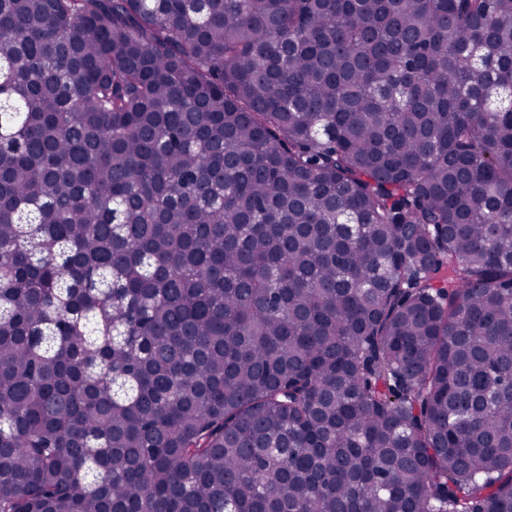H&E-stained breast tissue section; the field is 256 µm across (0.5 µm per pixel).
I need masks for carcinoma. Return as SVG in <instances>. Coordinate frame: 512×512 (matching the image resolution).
Returning <instances> with one entry per match:
<instances>
[{
    "label": "carcinoma",
    "instance_id": "cac0c4a2",
    "mask_svg": "<svg viewBox=\"0 0 512 512\" xmlns=\"http://www.w3.org/2000/svg\"><path fill=\"white\" fill-rule=\"evenodd\" d=\"M0 512H512V0H0Z\"/></svg>",
    "mask_w": 512,
    "mask_h": 512
}]
</instances>
